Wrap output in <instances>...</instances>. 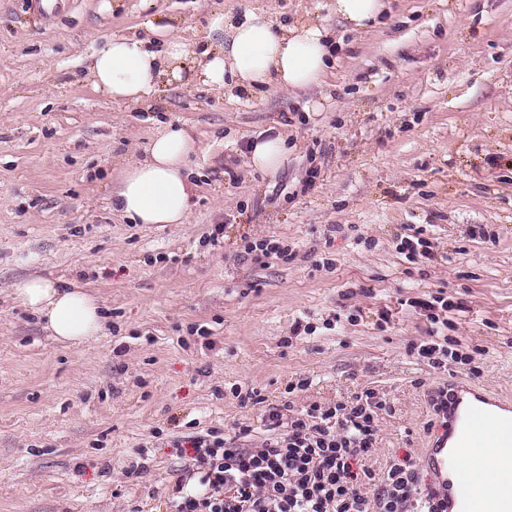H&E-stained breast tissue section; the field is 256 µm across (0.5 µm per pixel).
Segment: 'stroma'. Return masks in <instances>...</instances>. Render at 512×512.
I'll list each match as a JSON object with an SVG mask.
<instances>
[{
    "mask_svg": "<svg viewBox=\"0 0 512 512\" xmlns=\"http://www.w3.org/2000/svg\"><path fill=\"white\" fill-rule=\"evenodd\" d=\"M249 8L325 28L338 60L322 86L232 100L165 84L134 106L86 77L109 35L190 37L212 11ZM181 124L202 145L189 222L113 213L123 164ZM276 125L286 161L250 169L248 142ZM416 233L434 261L398 251ZM265 238L291 257L246 254ZM34 271L82 283L102 332L79 347L48 336L13 295ZM440 290L466 305L447 334L476 371L409 351L429 331L410 300ZM298 319L313 333L292 337ZM302 378L298 406L385 399L367 460L379 475L439 437L428 388L512 395V0H389L360 31L331 0H0V512H165L188 440L263 437L261 406L233 388L272 403Z\"/></svg>",
    "mask_w": 512,
    "mask_h": 512,
    "instance_id": "1",
    "label": "stroma"
}]
</instances>
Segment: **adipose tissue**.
<instances>
[{"label":"adipose tissue","mask_w":512,"mask_h":512,"mask_svg":"<svg viewBox=\"0 0 512 512\" xmlns=\"http://www.w3.org/2000/svg\"><path fill=\"white\" fill-rule=\"evenodd\" d=\"M206 46L198 55L197 79L215 91L242 90L262 94L279 88L304 91L321 84L332 59L322 26L303 21L288 29L277 26L265 12L245 11L242 18L211 15ZM149 41L114 35L87 57V74L95 90L112 101L136 104L150 96L161 82L182 81L188 41L182 32L159 26ZM201 145L186 127H168L147 148L144 160L127 163L112 193V209L137 224H185L195 191L187 162ZM287 154L286 137L269 128L251 140L247 163L266 174L278 171ZM14 293L44 322L58 342L78 346L97 336L104 318L97 299L78 282L62 283L30 274Z\"/></svg>","instance_id":"1"}]
</instances>
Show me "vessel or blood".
I'll return each instance as SVG.
<instances>
[{"mask_svg": "<svg viewBox=\"0 0 512 512\" xmlns=\"http://www.w3.org/2000/svg\"><path fill=\"white\" fill-rule=\"evenodd\" d=\"M447 423L425 466L447 512H512V487L482 491L486 468L512 470V399L461 384L448 389Z\"/></svg>", "mask_w": 512, "mask_h": 512, "instance_id": "1", "label": "vessel or blood"}]
</instances>
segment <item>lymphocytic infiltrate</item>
I'll return each mask as SVG.
<instances>
[{"instance_id": "obj_1", "label": "lymphocytic infiltrate", "mask_w": 512, "mask_h": 512, "mask_svg": "<svg viewBox=\"0 0 512 512\" xmlns=\"http://www.w3.org/2000/svg\"><path fill=\"white\" fill-rule=\"evenodd\" d=\"M410 305L430 324L411 353L436 369L471 363L446 334L449 309L463 310V302L439 293ZM382 407L370 389L326 405L284 400L265 407L269 435L260 444L218 429L193 438L192 464L174 480L166 512H446L416 464L393 465L380 477L365 466ZM190 478L197 481L192 492L185 489Z\"/></svg>"}]
</instances>
